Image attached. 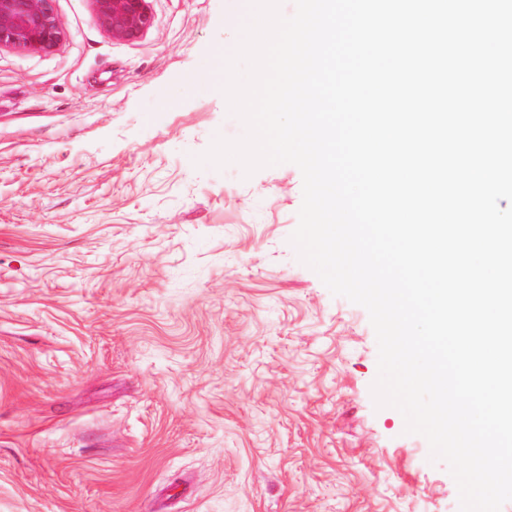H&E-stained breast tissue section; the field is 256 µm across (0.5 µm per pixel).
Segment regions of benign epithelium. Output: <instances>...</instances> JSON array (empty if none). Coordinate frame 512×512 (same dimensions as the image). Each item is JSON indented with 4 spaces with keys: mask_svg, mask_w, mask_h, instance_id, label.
I'll return each mask as SVG.
<instances>
[{
    "mask_svg": "<svg viewBox=\"0 0 512 512\" xmlns=\"http://www.w3.org/2000/svg\"><path fill=\"white\" fill-rule=\"evenodd\" d=\"M101 26L112 38L133 41L153 26L149 0H91ZM65 38L53 0H0V46L50 52Z\"/></svg>",
    "mask_w": 512,
    "mask_h": 512,
    "instance_id": "1",
    "label": "benign epithelium"
}]
</instances>
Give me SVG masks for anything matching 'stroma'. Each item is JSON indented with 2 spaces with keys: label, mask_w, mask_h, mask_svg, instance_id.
Returning a JSON list of instances; mask_svg holds the SVG:
<instances>
[{
  "label": "stroma",
  "mask_w": 512,
  "mask_h": 512,
  "mask_svg": "<svg viewBox=\"0 0 512 512\" xmlns=\"http://www.w3.org/2000/svg\"><path fill=\"white\" fill-rule=\"evenodd\" d=\"M0 48V512H460L371 385L367 310L289 237L302 175L196 166L239 0H151L118 41L55 0ZM64 38L53 0H0V46L51 52Z\"/></svg>",
  "instance_id": "obj_1"
}]
</instances>
